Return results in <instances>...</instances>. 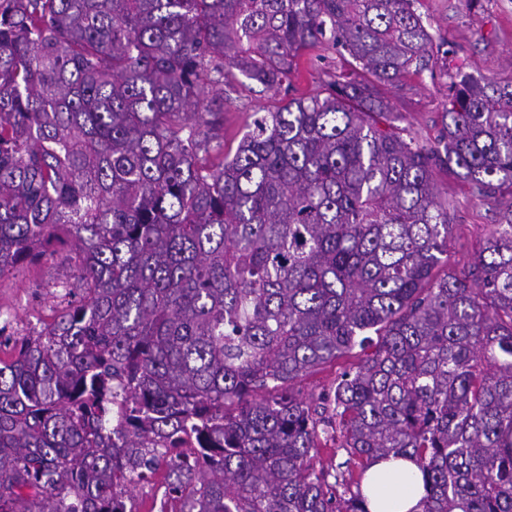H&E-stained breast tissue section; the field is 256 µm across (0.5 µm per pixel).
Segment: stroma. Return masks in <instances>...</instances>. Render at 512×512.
I'll use <instances>...</instances> for the list:
<instances>
[{
  "mask_svg": "<svg viewBox=\"0 0 512 512\" xmlns=\"http://www.w3.org/2000/svg\"><path fill=\"white\" fill-rule=\"evenodd\" d=\"M420 11L440 50L431 70L406 75L389 100L403 125L425 140L435 137L441 127L448 105L447 72L460 70L481 81L512 82V0H421ZM326 70L347 73L343 50L330 48L314 63L299 62L291 87L277 93L240 78L239 103L224 110L225 151L236 150L252 112L272 105L278 97L313 93ZM434 179L455 219L448 257L457 266L467 265L496 223L498 210L494 203L473 198L467 185L446 170L435 171ZM62 274L59 259L48 258L0 279V321L12 320L15 331L25 334L51 322L65 293L59 285Z\"/></svg>",
  "mask_w": 512,
  "mask_h": 512,
  "instance_id": "stroma-1",
  "label": "stroma"
}]
</instances>
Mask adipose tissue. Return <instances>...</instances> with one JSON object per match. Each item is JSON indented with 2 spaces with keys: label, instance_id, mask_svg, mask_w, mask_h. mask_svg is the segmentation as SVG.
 <instances>
[{
  "label": "adipose tissue",
  "instance_id": "1",
  "mask_svg": "<svg viewBox=\"0 0 512 512\" xmlns=\"http://www.w3.org/2000/svg\"><path fill=\"white\" fill-rule=\"evenodd\" d=\"M369 512H421L422 474L409 458L373 460L362 484Z\"/></svg>",
  "mask_w": 512,
  "mask_h": 512
}]
</instances>
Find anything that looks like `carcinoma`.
I'll return each instance as SVG.
<instances>
[{"label":"carcinoma","mask_w":512,"mask_h":512,"mask_svg":"<svg viewBox=\"0 0 512 512\" xmlns=\"http://www.w3.org/2000/svg\"><path fill=\"white\" fill-rule=\"evenodd\" d=\"M420 2L0 0V278L66 251L78 295L0 356V512H134L159 469L179 512H368L390 455L422 512H512V83L447 75L433 140L392 120ZM316 47L355 71L224 154L209 87ZM438 167L500 206L462 268ZM347 361L340 359L335 363L327 364L312 373L304 376L298 383V387L306 395L319 396L327 391L339 372L346 366Z\"/></svg>","instance_id":"1"}]
</instances>
